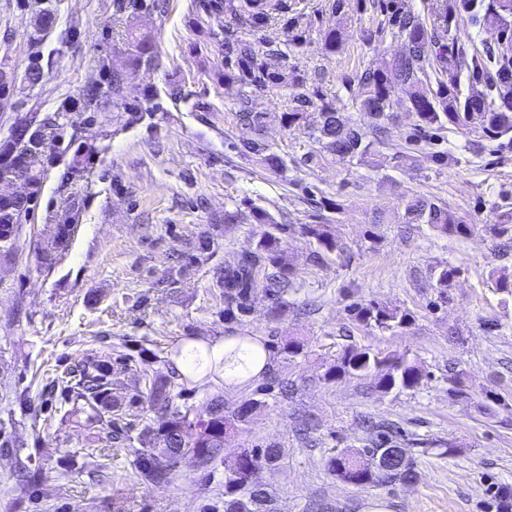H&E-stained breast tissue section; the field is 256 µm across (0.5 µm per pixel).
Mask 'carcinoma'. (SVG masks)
<instances>
[{"instance_id": "cac0c4a2", "label": "carcinoma", "mask_w": 512, "mask_h": 512, "mask_svg": "<svg viewBox=\"0 0 512 512\" xmlns=\"http://www.w3.org/2000/svg\"><path fill=\"white\" fill-rule=\"evenodd\" d=\"M272 0H240V9L249 13L257 22L268 14ZM383 9L390 12L392 24L406 39V51L384 70L364 72L360 75L345 73L342 83L358 82L363 88L360 108L373 120V139L364 140L363 134L353 124L343 119L336 106L325 102L313 114L305 108L313 105L308 96L298 99L293 111L285 114L288 124L312 120L308 125L310 135L329 153L341 158H358L369 154L373 147L388 138L386 121L390 119L394 97L404 92L408 96L409 110L420 125L435 129L452 126L456 129L479 131L480 137L497 143L499 148L512 149V0H455L451 16L491 22L503 27L504 38L495 48L483 53H469L465 44L448 42L449 18L443 23L428 27L414 13L404 9L399 0H384ZM134 47L131 62L154 71L162 66L150 42L143 37L131 39ZM225 64L233 69L224 73L227 79H236L253 90L273 91L286 84V76L271 70L264 54L242 40L224 43ZM475 79L485 80V91L463 93L457 80L461 70ZM238 120L250 127L255 138L247 142V149L270 168L283 166L281 157L272 152L262 140L261 115L257 112H239ZM54 127L51 118L45 117L34 131L22 125H12L9 136L0 147V174L9 173L18 162L26 160V174L31 191L25 197H0V258L8 259L16 252L17 239L25 220L40 195L43 184V167L39 148L44 142L61 143L59 132L46 133ZM80 202L69 200L65 205L63 223L52 225L38 248L41 265L52 267L69 246L78 228ZM409 224H426L447 236L465 238L475 225L451 213L448 208L426 197L409 201L405 208ZM253 217L268 231L257 241L253 250L243 254L235 263L226 264L215 271V285L223 289L224 319L231 320L238 314L251 312L257 299L269 302L276 311L288 305V287L294 276L292 265L276 248L277 233L282 225L264 209L253 210ZM304 233L315 239L316 250L312 261L322 262L328 253L338 249L337 242L327 233L323 224H305ZM494 235L501 239L503 253L512 248V212L506 219L492 225ZM459 271L446 265L434 273L437 298L446 303L448 288ZM355 319L381 331H394L407 326L409 314L396 308L390 309L376 302L350 305ZM374 374L377 387L389 393L417 387L423 377L419 366L403 357L384 355L368 347H347L331 366L325 377L342 380ZM180 373L165 378L144 377V389L137 391L135 399L144 398L157 413V419L142 418L125 424L113 422L106 441L129 445L133 454L136 474L144 482L161 485L171 478L174 464L181 459H192L207 466L224 458L226 438L230 431L248 422L252 413L261 405L249 399L234 409L224 406V400L214 399L204 414L192 412L177 400L182 392ZM112 361L107 355L92 358L79 371H64L52 383L61 388L65 396H74L91 412V419L99 417L100 408L108 405L112 393ZM139 427L137 439L141 448L132 446L130 432ZM399 427L392 422L373 426V437L359 448H348L326 462L327 470L336 481L360 487L379 484L410 483L417 477L408 449L397 441ZM402 457V467L388 473L377 469V458ZM279 449L242 448L234 452V463L224 474V512H277L268 491L256 484L253 472L259 466H274L279 461Z\"/></svg>"}]
</instances>
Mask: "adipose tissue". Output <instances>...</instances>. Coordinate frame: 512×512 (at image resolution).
<instances>
[{
    "mask_svg": "<svg viewBox=\"0 0 512 512\" xmlns=\"http://www.w3.org/2000/svg\"><path fill=\"white\" fill-rule=\"evenodd\" d=\"M205 363L216 364L224 383L241 385L261 378L271 363V352L265 344L250 336H218L207 339L189 338L182 343V353L174 363L182 373L197 369L196 354Z\"/></svg>",
    "mask_w": 512,
    "mask_h": 512,
    "instance_id": "1",
    "label": "adipose tissue"
}]
</instances>
